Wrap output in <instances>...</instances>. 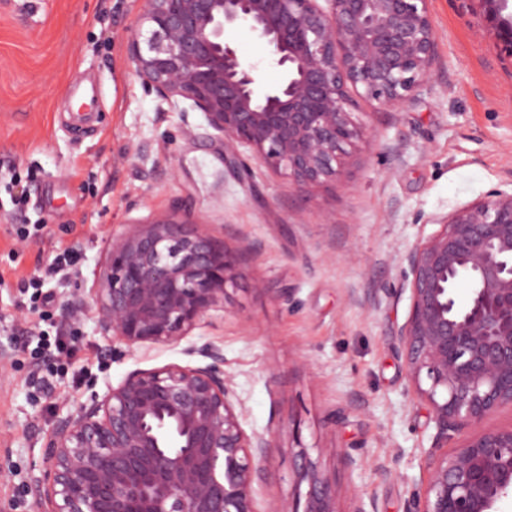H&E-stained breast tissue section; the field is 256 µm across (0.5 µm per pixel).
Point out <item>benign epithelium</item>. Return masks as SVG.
I'll return each instance as SVG.
<instances>
[{"mask_svg": "<svg viewBox=\"0 0 512 512\" xmlns=\"http://www.w3.org/2000/svg\"><path fill=\"white\" fill-rule=\"evenodd\" d=\"M127 65L158 98L187 102L214 136L245 147L291 186L338 180L371 138L349 89L400 107L437 54L430 0H141ZM246 25L282 72L224 41ZM405 254L411 307L398 341L407 376L436 433L428 480L408 512H498L512 498V425L448 440L512 407V191L496 189L437 220ZM241 255L173 213L112 238L94 301L105 338L176 346L237 287ZM470 289L460 306L455 289ZM193 364L129 372L75 410L57 413L45 466L26 494L37 512H336L330 479L301 457L304 498L259 508L275 432L247 433L245 409L216 342L188 341Z\"/></svg>", "mask_w": 512, "mask_h": 512, "instance_id": "benign-epithelium-1", "label": "benign epithelium"}]
</instances>
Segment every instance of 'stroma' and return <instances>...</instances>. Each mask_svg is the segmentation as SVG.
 Here are the masks:
<instances>
[{"label": "stroma", "instance_id": "1", "mask_svg": "<svg viewBox=\"0 0 512 512\" xmlns=\"http://www.w3.org/2000/svg\"><path fill=\"white\" fill-rule=\"evenodd\" d=\"M432 77L403 107L351 91L354 120L373 132L340 181L308 192L252 158L236 167L201 113L161 101L129 71L139 0H0V512L12 508L62 404L86 400L137 368L187 364L181 347L122 348L98 330L93 300L107 245L125 225L171 213L206 225L225 247L252 244L227 309L193 340L224 349L246 407L247 432L275 430L260 504L306 493V453L336 486L337 512L362 498L374 512H407L427 474L435 429L413 392L397 334L410 310L404 255L436 220L512 188V52L487 20L489 0H431ZM224 38L281 71L245 26ZM39 225L20 239L16 226ZM77 272L47 280L52 316L21 284L61 248ZM262 280L265 291L252 290ZM77 301L76 318L65 316ZM67 331L68 354L38 350L36 331Z\"/></svg>", "mask_w": 512, "mask_h": 512}]
</instances>
